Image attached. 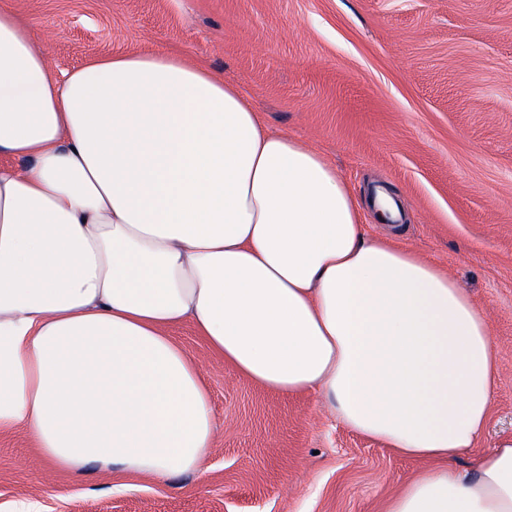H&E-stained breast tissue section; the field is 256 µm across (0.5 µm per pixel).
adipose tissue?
<instances>
[{"instance_id": "1", "label": "adipose tissue", "mask_w": 512, "mask_h": 512, "mask_svg": "<svg viewBox=\"0 0 512 512\" xmlns=\"http://www.w3.org/2000/svg\"><path fill=\"white\" fill-rule=\"evenodd\" d=\"M0 431L57 467L204 473L218 417L189 321L281 394L428 460L385 512H512V443L473 474L496 385L490 325L437 264L371 235L319 151L181 54L55 78L0 8Z\"/></svg>"}]
</instances>
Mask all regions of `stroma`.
I'll use <instances>...</instances> for the list:
<instances>
[{"label":"stroma","instance_id":"stroma-1","mask_svg":"<svg viewBox=\"0 0 512 512\" xmlns=\"http://www.w3.org/2000/svg\"><path fill=\"white\" fill-rule=\"evenodd\" d=\"M56 72L172 48L238 83L270 128L333 162L370 233L453 276L487 317L497 384L452 459L512 441V0H0ZM198 362L219 428L204 475L76 476L0 433V512H384L425 461L280 395L171 331Z\"/></svg>","mask_w":512,"mask_h":512}]
</instances>
